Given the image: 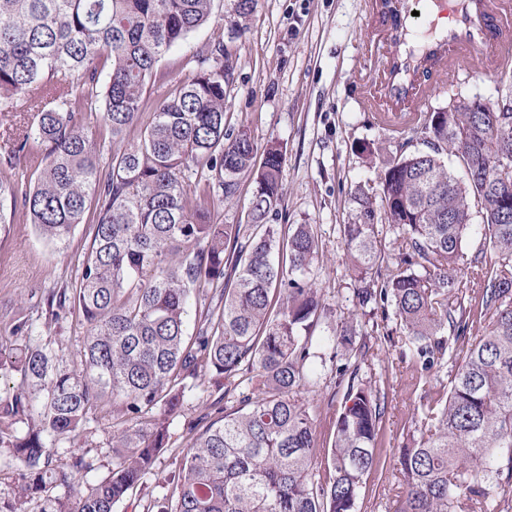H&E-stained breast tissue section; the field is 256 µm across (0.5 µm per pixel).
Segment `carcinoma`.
Instances as JSON below:
<instances>
[{
  "label": "carcinoma",
  "mask_w": 512,
  "mask_h": 512,
  "mask_svg": "<svg viewBox=\"0 0 512 512\" xmlns=\"http://www.w3.org/2000/svg\"><path fill=\"white\" fill-rule=\"evenodd\" d=\"M212 4L0 0V107L36 113L0 164L41 157L23 193L0 176V224L4 201L20 196L39 235L61 249L93 214L78 280L47 300L51 316L75 313L86 327L80 362L68 367L37 343L0 345V377L20 374L16 391L0 393V448L19 465L22 503L64 486L75 496L52 500L50 512H114L167 447L154 411H177L187 381L204 387L214 376L240 375L244 388L229 408L212 403L217 418L189 427L178 469L161 477L170 495L154 502L156 512H357L380 463L385 398L358 381V363L337 364L336 351L315 364L316 225L270 223L283 196V147L271 143L258 165L248 131H224L233 63L223 38L171 96L145 105L157 63L209 22ZM256 6L235 0L230 30L244 31ZM34 86L49 101L21 100ZM93 101L99 123L77 122ZM132 126L140 134L127 141ZM407 130L429 150L379 158L376 186L353 197L356 220L339 225L356 305L399 325L411 386L439 384L421 407L419 437L398 449L394 512H512V177L503 176L512 95L482 112H421ZM106 139L119 147L103 169L97 145ZM245 179L254 184L245 224H220L193 204L230 202ZM472 234L489 252L467 255ZM204 288L210 304L189 336L190 300ZM461 288L473 303L464 305ZM365 336L350 324L334 342L351 359ZM328 374L343 398L334 444L322 453L301 391ZM107 396L118 452L108 475L89 483L85 455L75 449L58 466L55 447L85 430ZM20 421L22 437L13 429Z\"/></svg>",
  "instance_id": "cac0c4a2"
}]
</instances>
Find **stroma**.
I'll list each match as a JSON object with an SVG mask.
<instances>
[{
	"mask_svg": "<svg viewBox=\"0 0 512 512\" xmlns=\"http://www.w3.org/2000/svg\"><path fill=\"white\" fill-rule=\"evenodd\" d=\"M233 4L234 0H214L211 22L160 60L158 76L144 92L146 103L167 97L196 72L198 54L207 50L217 31L225 29ZM377 22L369 0H258L246 31L224 40V52L234 65L224 88L226 125L246 128L257 153H264L270 141L282 144L284 193L274 221L313 224L318 229L320 252L313 275L325 311L313 332V344L320 354L330 353L337 327L361 318L338 227L356 217L357 188L377 181L378 168L362 153V146L370 144L394 154L424 147L415 133L396 138L366 106L368 90L378 78L379 53L368 43L370 28ZM453 90L496 103L512 92V66L463 73ZM87 235V225H78L69 246L55 248L39 236L23 207L14 209L11 224L0 232V344L20 345L31 336L40 345L63 349L67 364L79 362L84 326L75 315L52 317L47 299L77 280ZM400 339V330L390 320L367 336L369 351L359 376L384 394L387 410L379 469L362 490L357 512H387V505L396 500L400 492L396 450L418 431V410L430 391L426 385L409 387L407 365L396 346ZM218 395L213 385L186 390L181 409L165 419L167 451L158 456L153 475L115 512H147L151 502L165 495L158 475L178 467L189 424ZM305 397L318 406L317 444L330 448L342 397L327 378ZM114 422L112 405L98 409L77 447L59 443L57 465H66L76 449L93 464L86 481L104 477L112 466Z\"/></svg>",
	"mask_w": 512,
	"mask_h": 512,
	"instance_id": "1",
	"label": "stroma"
}]
</instances>
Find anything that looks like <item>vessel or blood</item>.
<instances>
[{
    "mask_svg": "<svg viewBox=\"0 0 512 512\" xmlns=\"http://www.w3.org/2000/svg\"><path fill=\"white\" fill-rule=\"evenodd\" d=\"M439 3L386 0L383 7L384 15L395 18L381 59V96L393 109L379 118L389 129L414 117L416 101L429 93L422 76L427 63L447 71L453 84L469 65L489 68L512 62V0H455L442 26L432 18Z\"/></svg>",
    "mask_w": 512,
    "mask_h": 512,
    "instance_id": "1",
    "label": "vessel or blood"
}]
</instances>
